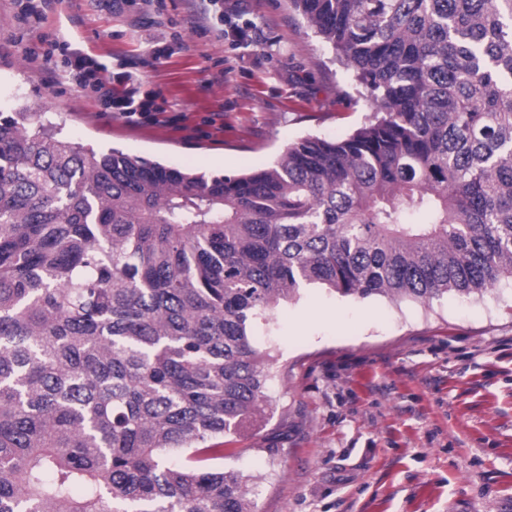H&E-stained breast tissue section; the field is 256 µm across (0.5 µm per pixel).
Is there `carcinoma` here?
<instances>
[{
    "mask_svg": "<svg viewBox=\"0 0 512 512\" xmlns=\"http://www.w3.org/2000/svg\"><path fill=\"white\" fill-rule=\"evenodd\" d=\"M369 102L343 139L195 173L0 110V512H254L224 437L252 321L512 279V0H290Z\"/></svg>",
    "mask_w": 512,
    "mask_h": 512,
    "instance_id": "cac0c4a2",
    "label": "carcinoma"
}]
</instances>
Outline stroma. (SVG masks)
<instances>
[{"label": "stroma", "instance_id": "obj_1", "mask_svg": "<svg viewBox=\"0 0 512 512\" xmlns=\"http://www.w3.org/2000/svg\"><path fill=\"white\" fill-rule=\"evenodd\" d=\"M27 2L0 0V108L94 150L239 174L372 118L289 0H44L40 31L103 79L134 72L155 111L138 125L54 82L68 54L30 55ZM254 333L270 404L224 466L257 476L256 512H512V282L428 306L313 287Z\"/></svg>", "mask_w": 512, "mask_h": 512}]
</instances>
